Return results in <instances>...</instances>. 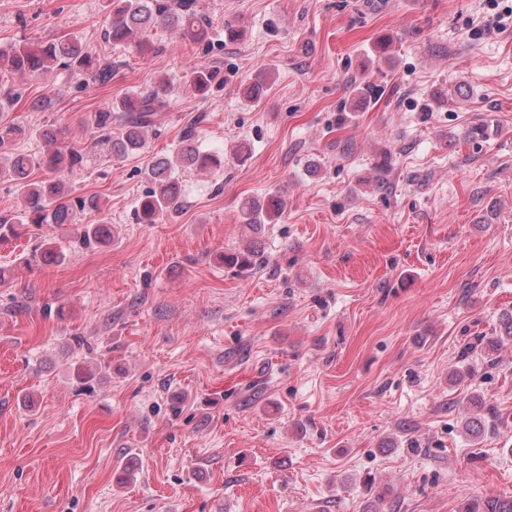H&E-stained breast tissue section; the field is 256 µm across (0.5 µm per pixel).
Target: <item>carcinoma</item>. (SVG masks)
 <instances>
[{"label": "carcinoma", "mask_w": 512, "mask_h": 512, "mask_svg": "<svg viewBox=\"0 0 512 512\" xmlns=\"http://www.w3.org/2000/svg\"><path fill=\"white\" fill-rule=\"evenodd\" d=\"M109 24L105 39L115 45L135 44L142 52L150 49L147 33L163 26L174 29L182 38L199 45L209 44L210 22L198 9L197 0H108ZM66 69L87 76L93 81L106 82L112 78V67L98 59L88 49L80 35L47 41L21 40L0 49V79L5 75H29L48 78L54 72ZM190 86L207 96L224 86L220 72L206 66L191 74ZM169 83L161 80L150 90L136 91L109 103L106 107L88 114L85 122L101 140L111 144L112 154L118 158L146 153L149 128L158 112L167 107ZM13 94H0V180L11 183L25 200L23 216L14 222L0 217V241L16 236L15 223L20 224H72L76 214L84 211L102 212L105 204L95 195L69 200L71 190L58 176V172L83 161L80 152L58 147L59 131L50 126L36 132L9 117ZM33 137L39 138L45 149L29 153L20 144ZM194 131L188 129L183 136L184 146L175 158H150L144 175L148 188L140 197L137 217L141 224H157L176 213L182 203L174 171L178 167H192L204 171L224 167V157L200 150L193 143ZM47 171V179L31 180L34 168ZM284 200L272 195L265 199H245L240 203L244 223L260 227L275 224L284 215ZM111 236L108 221L77 228L76 239L90 248ZM224 267L237 275L245 276L262 263L259 252L253 247L226 252L220 256ZM512 342V312L500 321V336L490 341L489 349L495 351L506 342ZM462 512H512V498L501 499L485 496L469 502Z\"/></svg>", "instance_id": "carcinoma-1"}]
</instances>
